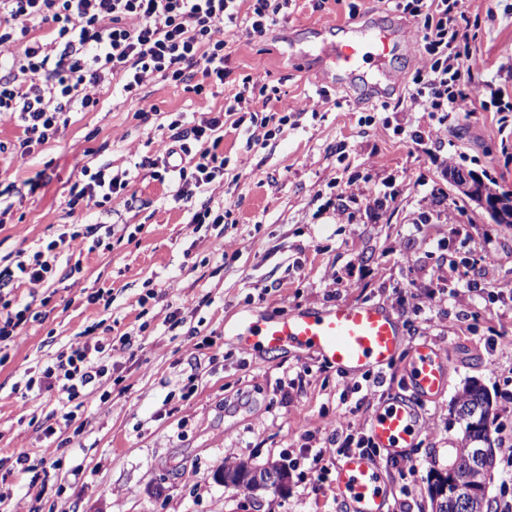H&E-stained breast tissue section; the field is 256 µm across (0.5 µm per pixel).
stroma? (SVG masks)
Segmentation results:
<instances>
[{"instance_id": "35a3bbf8", "label": "stroma", "mask_w": 512, "mask_h": 512, "mask_svg": "<svg viewBox=\"0 0 512 512\" xmlns=\"http://www.w3.org/2000/svg\"><path fill=\"white\" fill-rule=\"evenodd\" d=\"M359 4L350 14V4ZM473 34L465 62L474 80L491 82L512 97V0H473L467 12ZM386 20L396 29L395 53L382 106H371L344 79L324 77L321 48L339 39L342 25ZM232 54L224 90L199 103L182 87L146 75L139 96L118 87L87 86L99 98L94 112H76L69 125L22 155L14 115L0 114V268L66 230L96 224L97 236L80 237L58 257L59 277L23 282L17 300L46 299L39 320L0 365V458L28 453L51 463L42 493L30 490V474L0 467L1 507L11 512H339L332 480L337 458L325 461L328 479L310 485L317 466L299 461L306 432L325 437L345 407L340 402L356 378L291 347L275 353L246 352L226 326L244 313L282 315L299 307L377 302L391 308L410 339L446 354L448 390L428 404L418 447L405 465L382 462L391 492L408 489L412 512H431L428 480L448 467V447L464 424L451 411L458 389L478 379L495 403L497 424L512 431V304L490 297L447 298L433 320L421 289L442 263L472 266L478 242L496 255L494 275L512 280V226L460 196L449 169L490 176L512 192V112H477L445 124L415 107L408 81L430 71L420 29L387 0H294L286 22L264 38L224 31ZM278 85L303 112L267 136L257 122L218 131L230 160L223 176L197 190L194 199L231 209L224 224L191 225V206L175 202V185L140 171L127 198L104 215L94 201L69 207V189L82 166L133 168L167 141L176 116L190 124L222 110L224 97L244 76ZM150 117H143V110ZM436 129L438 142L412 143L396 132ZM252 151H245L247 140ZM245 156L236 166L237 156ZM45 173L46 184L29 192L23 183ZM350 187L347 209L328 206L332 192ZM109 229H102V222ZM466 225L467 235L454 232ZM443 241L430 252L428 239ZM353 287H345V280ZM407 289L393 305L394 286ZM110 304L90 302L98 289ZM478 312L471 326L458 317ZM181 321L172 324L171 313ZM130 333L133 346L115 348L102 396L87 399L75 420L45 436L43 425L58 406L57 391L22 397L24 374H36L71 345L94 337ZM495 340L488 353L487 340ZM302 375V387L285 398L282 381ZM256 465H290L288 486L251 495L225 487L216 473L225 456Z\"/></svg>"}]
</instances>
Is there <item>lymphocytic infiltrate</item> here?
Segmentation results:
<instances>
[{
    "instance_id": "f902f5d3",
    "label": "lymphocytic infiltrate",
    "mask_w": 512,
    "mask_h": 512,
    "mask_svg": "<svg viewBox=\"0 0 512 512\" xmlns=\"http://www.w3.org/2000/svg\"><path fill=\"white\" fill-rule=\"evenodd\" d=\"M292 0H0V112L16 115L24 136L20 153L32 144L46 143L68 124L71 113L90 112L99 101L84 94L87 85L116 83L130 96L138 95L146 75L208 99L224 85L231 51L217 31L245 29L263 38L285 22ZM393 7L419 25L425 52L434 59L429 72L411 77L410 97L422 111L442 113L458 120L486 108L491 86L474 81L462 59L471 35L463 26L469 0H392ZM278 86L244 77L239 91L224 102L223 116L200 125L184 126L174 119L168 125L171 147L144 157L140 165L152 169L158 180L176 183L175 200H190L195 188L223 174L226 160L210 140L242 103L268 105L281 100ZM190 156L189 164L175 163V153ZM130 172L114 174L107 167L83 168L82 178L69 191V206L97 200L107 207L124 194ZM66 237L50 241L45 250L18 261L14 269L0 271V363L8 359L5 347L14 346L24 326L38 313L31 303L18 302L14 285L41 283L57 273L55 250ZM105 341L87 340L60 356L39 377H28L25 394L54 389L63 405L52 413L47 435L58 424L76 416L75 401L96 394L105 370L101 356ZM358 451L378 455L368 429L337 425L316 444L300 450L304 459L321 462L327 454Z\"/></svg>"
}]
</instances>
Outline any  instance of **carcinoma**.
Wrapping results in <instances>:
<instances>
[{"instance_id": "obj_1", "label": "carcinoma", "mask_w": 512, "mask_h": 512, "mask_svg": "<svg viewBox=\"0 0 512 512\" xmlns=\"http://www.w3.org/2000/svg\"><path fill=\"white\" fill-rule=\"evenodd\" d=\"M453 410L458 417L466 422L464 438L455 448V458L451 468L443 473L436 471L431 475L429 483V495H434V487L437 480L445 476L447 479H455L464 484L468 483L471 473L466 469L467 448L472 442L480 440L486 444L492 442L488 432V420L492 411V402L477 381L470 380L466 382L461 390L458 391L452 403ZM476 409L482 411L483 423L478 429L471 425L472 412ZM493 462H488L479 476L481 490L483 493L473 501L472 512H488L489 503L486 498L487 482L491 477ZM275 473L282 479L289 478V472L286 467L276 463H267L262 466L252 465L245 461H233L224 463V486L237 489L250 490L252 492L278 490L275 485H267L266 477Z\"/></svg>"}]
</instances>
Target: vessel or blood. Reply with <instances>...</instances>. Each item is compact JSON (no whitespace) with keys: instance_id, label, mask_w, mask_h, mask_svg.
Returning <instances> with one entry per match:
<instances>
[{"instance_id":"1","label":"vessel or blood","mask_w":512,"mask_h":512,"mask_svg":"<svg viewBox=\"0 0 512 512\" xmlns=\"http://www.w3.org/2000/svg\"><path fill=\"white\" fill-rule=\"evenodd\" d=\"M392 28L383 22L351 29L340 41L326 44L324 54L338 71L356 74L364 61L385 63L391 54ZM243 349L267 352L303 346L322 360L351 374L382 373L411 348L403 391L391 393L370 422L373 444L387 456H402L416 447L422 407L448 388V360L425 343L409 344L400 321L371 302L338 304L317 310L299 308L283 315H243L231 328ZM336 493L346 512H392L388 488L376 457L350 452L336 468Z\"/></svg>"}]
</instances>
